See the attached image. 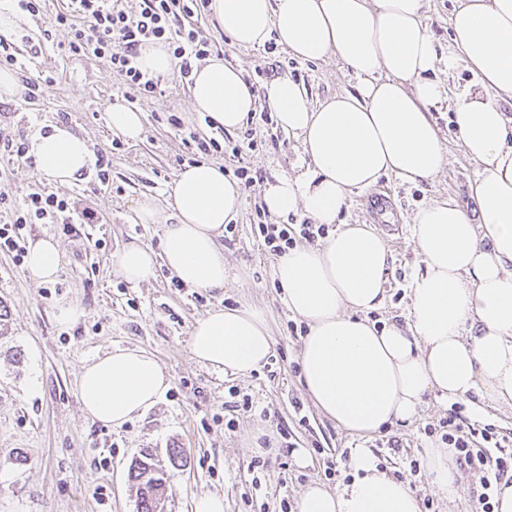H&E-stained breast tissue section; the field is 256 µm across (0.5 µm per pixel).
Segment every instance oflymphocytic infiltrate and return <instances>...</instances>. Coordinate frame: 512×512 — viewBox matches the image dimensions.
<instances>
[{"label": "lymphocytic infiltrate", "mask_w": 512, "mask_h": 512, "mask_svg": "<svg viewBox=\"0 0 512 512\" xmlns=\"http://www.w3.org/2000/svg\"><path fill=\"white\" fill-rule=\"evenodd\" d=\"M211 0H141L138 11H128L122 0H70L66 9L57 11L51 26L69 29L71 37L66 52L71 57H95L105 60L121 76L126 102L163 95L161 77L143 71L138 63L140 48L149 42L167 46L176 61L182 86L193 83V70L198 62L210 56L213 44L203 38L195 20L210 9ZM185 144L193 155L231 153L242 157L253 150L252 131L238 140L225 139L222 127L210 134H190ZM0 251L13 253L15 260L25 256L27 225L49 218L56 224H77L81 217L69 202L42 190L15 199L0 192ZM323 225L301 224L292 230L285 224H262L258 238L265 250L274 255L293 247L296 238H314ZM448 431L442 441L458 452L460 468L473 473L478 486L472 496L475 512H492L490 502L494 484L512 480V445L495 438L490 426L469 423L460 415H450Z\"/></svg>", "instance_id": "f902f5d3"}]
</instances>
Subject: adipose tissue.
<instances>
[{
    "label": "adipose tissue",
    "instance_id": "adipose-tissue-1",
    "mask_svg": "<svg viewBox=\"0 0 512 512\" xmlns=\"http://www.w3.org/2000/svg\"><path fill=\"white\" fill-rule=\"evenodd\" d=\"M424 0H211L218 27L232 44L251 48L269 39L297 58L341 59L359 78L356 92L312 103L288 76L251 90L241 68L212 56L195 68L194 111L225 131L237 130L266 102L277 125L298 136L305 172L283 176L262 192L268 212L302 211L336 223L348 194L393 174L415 182L448 162L431 114L452 103L465 154L481 166L471 190L479 223L444 200L419 209L411 240L424 272L410 288L404 322L382 327L364 312L384 301L391 250L366 224H347L315 245L287 249L274 274L288 310L307 324L299 364L319 411L358 435L414 419L427 398L476 397L512 408V0H461L451 15L449 63L476 75L482 95L450 91L432 77L438 65L423 22ZM39 175L59 184L92 164L86 139L64 124L29 141ZM242 189L216 164L185 166L173 186V212L152 200L137 204L141 223L163 227L160 251L131 243L112 258L127 282L155 279L165 266L184 286L220 290L225 283L224 226L239 212ZM59 244L32 241L31 277L56 278ZM273 338L259 309L216 306L193 324V361L232 376L267 363ZM170 386L150 353L114 347L92 358L79 376L86 416L119 428L152 409ZM351 482L336 489L312 484L298 512H421L408 482L380 469L370 449L351 458Z\"/></svg>",
    "mask_w": 512,
    "mask_h": 512
}]
</instances>
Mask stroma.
<instances>
[{
  "mask_svg": "<svg viewBox=\"0 0 512 512\" xmlns=\"http://www.w3.org/2000/svg\"><path fill=\"white\" fill-rule=\"evenodd\" d=\"M204 37L226 63L246 76L256 69L280 65L282 74L305 84L313 101L354 91L356 81L336 58L302 62L285 48L266 53L264 47L243 49L231 44L206 14L197 21ZM22 33L43 37L41 54L29 65L46 75L34 104L19 97L0 100V137L31 136L49 124L63 123L87 137L94 154L112 160V185L100 186L95 172L69 186L38 177L33 161L11 164L0 180V192L19 198L45 190L68 199L77 209L91 208L92 224H35L27 240L47 235L60 245L57 277L40 283L26 265L0 251V308L8 313L0 334V512H137L135 490L128 478L131 461L143 453L167 464L172 449L182 450L184 465L173 470L165 512H192L193 498L203 492L224 496V512H281V501L297 504L312 483L334 488L350 477V467L329 468L341 453L372 449L382 466L410 481L422 512H468L474 479L460 472L458 496L450 500L429 488L426 452L441 447V423L451 413L444 403L430 401L412 423H399L369 436L339 428L316 408L300 377L301 327L280 300L273 276L275 255L265 251L256 234L265 183L293 176L303 163L300 142L270 117L255 116L257 145L243 160L214 154L225 173L245 163L260 175L242 190L241 215L224 234L226 282L223 292L191 290L158 270L154 280L138 286L113 268V254L138 242L159 249L162 227L142 224L133 207L142 196L160 204L171 200L172 188L189 151V133H207L203 113L192 111L190 93L177 76L166 79L163 96L142 101L140 140L122 141L106 121L109 105L122 102L123 83L108 64L96 58L62 56L59 45L70 33L50 27L47 18L28 17ZM177 116L181 128L168 122ZM449 155L447 167L433 179L405 182L381 178L376 191L391 196L399 230L387 236L393 259L387 269L383 308L368 320H403L408 293L421 272L420 257L409 237L414 213L446 198L469 216L477 203L471 186L479 164L465 154L453 111L434 113ZM261 308L274 340L267 367L245 377L225 376L191 360L188 339L194 321L216 305ZM70 307L75 319L62 325L60 308ZM142 349L153 354L171 378L163 399L144 415L115 429L91 421L78 398V378L86 360L112 347ZM251 397L253 408L235 403ZM400 444L399 451L388 441ZM265 461L255 470V460Z\"/></svg>",
  "mask_w": 512,
  "mask_h": 512,
  "instance_id": "1",
  "label": "stroma"
}]
</instances>
